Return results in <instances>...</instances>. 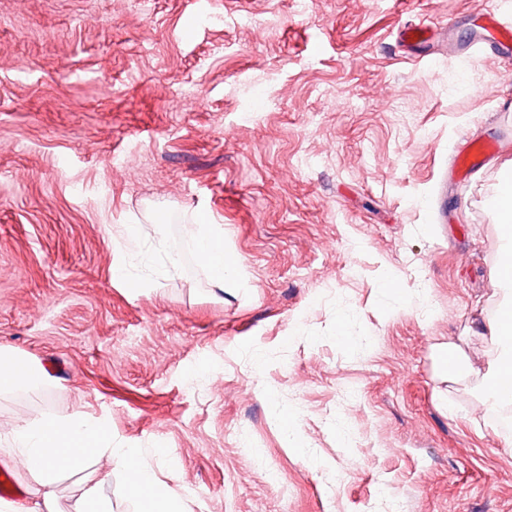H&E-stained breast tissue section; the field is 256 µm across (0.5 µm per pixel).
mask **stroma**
I'll list each match as a JSON object with an SVG mask.
<instances>
[{
    "mask_svg": "<svg viewBox=\"0 0 512 512\" xmlns=\"http://www.w3.org/2000/svg\"><path fill=\"white\" fill-rule=\"evenodd\" d=\"M500 4L0 0V352L44 378L0 394V448L79 411L186 512H512L475 389L512 63L472 41ZM422 18L433 39L402 46ZM493 138L447 180L457 143ZM195 219L224 227L223 289ZM449 343L472 365L454 386ZM0 478V512H26L25 469Z\"/></svg>",
    "mask_w": 512,
    "mask_h": 512,
    "instance_id": "obj_1",
    "label": "stroma"
}]
</instances>
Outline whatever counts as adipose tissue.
I'll list each match as a JSON object with an SVG mask.
<instances>
[{
	"instance_id": "adipose-tissue-1",
	"label": "adipose tissue",
	"mask_w": 512,
	"mask_h": 512,
	"mask_svg": "<svg viewBox=\"0 0 512 512\" xmlns=\"http://www.w3.org/2000/svg\"><path fill=\"white\" fill-rule=\"evenodd\" d=\"M488 207L497 219L501 238L492 277L498 315L482 327L492 361L478 392L487 409L499 411L512 407V173L498 184ZM194 238L200 265L212 284L223 288L225 276L235 270L224 262L223 227L210 225L195 232ZM9 439L10 459L20 461L33 483L45 490L31 512H50L51 488L65 474L82 469L93 454L104 459L106 466L85 480L73 512H112L104 488L117 472L123 476L125 494L136 512H184L179 494L157 476L153 457L114 444L102 421L78 413L67 418L46 414L16 425Z\"/></svg>"
}]
</instances>
